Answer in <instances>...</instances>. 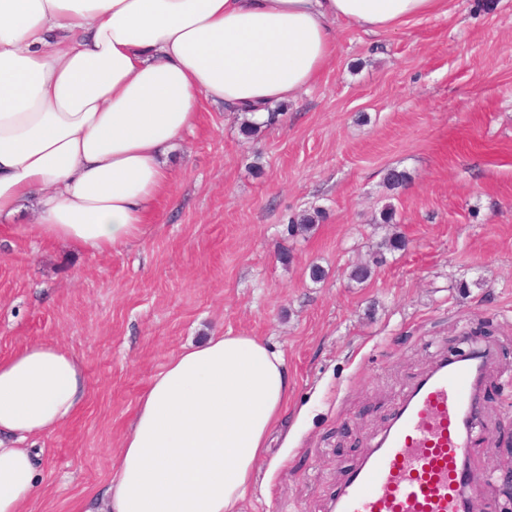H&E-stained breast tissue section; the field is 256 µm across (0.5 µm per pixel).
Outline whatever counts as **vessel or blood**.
Listing matches in <instances>:
<instances>
[{
  "mask_svg": "<svg viewBox=\"0 0 512 512\" xmlns=\"http://www.w3.org/2000/svg\"><path fill=\"white\" fill-rule=\"evenodd\" d=\"M491 359L484 348L460 350L410 387L332 512H459L460 466Z\"/></svg>",
  "mask_w": 512,
  "mask_h": 512,
  "instance_id": "b4317fda",
  "label": "vessel or blood"
}]
</instances>
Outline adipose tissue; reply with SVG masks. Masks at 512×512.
<instances>
[{
	"label": "adipose tissue",
	"mask_w": 512,
	"mask_h": 512,
	"mask_svg": "<svg viewBox=\"0 0 512 512\" xmlns=\"http://www.w3.org/2000/svg\"><path fill=\"white\" fill-rule=\"evenodd\" d=\"M444 0H0V223L94 257L137 240L168 197V156L205 104L266 121L336 52L334 23L378 35ZM284 355L216 333L141 394L101 496L79 512H239L288 409ZM56 345L0 358V512L41 488L34 440L81 410Z\"/></svg>",
	"instance_id": "1"
}]
</instances>
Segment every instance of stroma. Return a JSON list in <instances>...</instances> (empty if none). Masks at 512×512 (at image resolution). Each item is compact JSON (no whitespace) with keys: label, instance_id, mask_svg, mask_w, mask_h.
I'll list each match as a JSON object with an SVG mask.
<instances>
[{"label":"stroma","instance_id":"stroma-1","mask_svg":"<svg viewBox=\"0 0 512 512\" xmlns=\"http://www.w3.org/2000/svg\"><path fill=\"white\" fill-rule=\"evenodd\" d=\"M446 2L380 35L337 24L334 60L257 134L207 107L129 245L90 257L0 225V358L57 345L91 388L37 439L43 492L25 512L103 489L152 377L217 331L282 351L292 380L242 512H330L402 394L467 344L494 354L466 473L478 512H497L512 471V0ZM388 203L396 221L378 223ZM313 209L320 224L290 230ZM397 235L404 248L350 280Z\"/></svg>","mask_w":512,"mask_h":512}]
</instances>
